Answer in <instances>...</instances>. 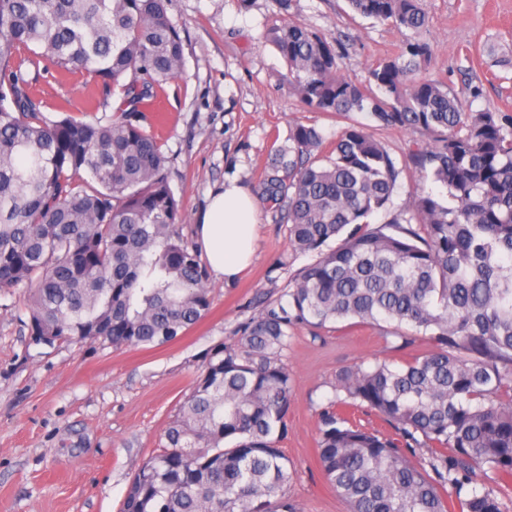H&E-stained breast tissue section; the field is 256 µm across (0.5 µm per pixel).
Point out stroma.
<instances>
[{
  "instance_id": "obj_1",
  "label": "stroma",
  "mask_w": 512,
  "mask_h": 512,
  "mask_svg": "<svg viewBox=\"0 0 512 512\" xmlns=\"http://www.w3.org/2000/svg\"><path fill=\"white\" fill-rule=\"evenodd\" d=\"M421 7L432 70L446 74L456 92L480 78L484 96L472 110H512V82L496 79L512 63V0H421ZM289 13L328 41L348 37L339 67L358 80L402 39L352 15L346 0H291ZM279 14V0H169L168 16L184 41V72L167 84L161 115H148L143 127L163 139L185 238H193L209 192L226 178L253 189L273 138L287 139L293 122L316 124L329 138L340 128L335 116L307 111L284 84L287 65L263 38ZM39 89L56 119L109 118L120 103L79 72L46 76ZM310 261L291 249L286 225L259 212L250 268L230 282L209 278L208 315L148 350L32 345L19 317L21 289L0 293V512H119L131 476L158 448L204 354L233 343L238 325L255 312L256 296H279ZM391 331L384 322H340L317 338L305 327L295 331L284 354L293 397L282 446L297 469L291 494L301 512H347L315 455L319 410L337 372L377 359L399 367L429 347L426 336L407 345Z\"/></svg>"
}]
</instances>
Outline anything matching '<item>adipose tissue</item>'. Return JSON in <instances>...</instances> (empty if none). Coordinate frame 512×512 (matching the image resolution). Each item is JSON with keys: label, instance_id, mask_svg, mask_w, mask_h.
<instances>
[{"label": "adipose tissue", "instance_id": "1", "mask_svg": "<svg viewBox=\"0 0 512 512\" xmlns=\"http://www.w3.org/2000/svg\"><path fill=\"white\" fill-rule=\"evenodd\" d=\"M257 204L236 180L210 192L196 223V238L214 276L230 281L252 262L256 246Z\"/></svg>", "mask_w": 512, "mask_h": 512}]
</instances>
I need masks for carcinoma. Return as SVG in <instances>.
I'll list each match as a JSON object with an SVG mask.
<instances>
[{
  "label": "carcinoma",
  "instance_id": "1",
  "mask_svg": "<svg viewBox=\"0 0 512 512\" xmlns=\"http://www.w3.org/2000/svg\"><path fill=\"white\" fill-rule=\"evenodd\" d=\"M404 34L364 80L340 71L342 43L288 16L264 39L288 90L347 121L336 138L308 122L272 144L254 195L289 245L317 258L281 297L263 298L231 345L218 343L164 442L132 475L121 512H300L296 466L280 448L294 329L395 323L431 344L401 368L353 363L320 410L317 454L348 512H508L512 493V112L471 111L426 76L420 0H347ZM167 0H0V292L22 288L34 345L154 348L200 322L207 270L178 230L179 202L159 140L140 124L184 70ZM119 90V117L53 119L37 96L50 71ZM418 137L397 167L356 124ZM432 176L385 225L402 173ZM339 239L336 247L328 242ZM371 410L391 437L355 419ZM408 448L426 449L417 461Z\"/></svg>",
  "mask_w": 512,
  "mask_h": 512
}]
</instances>
